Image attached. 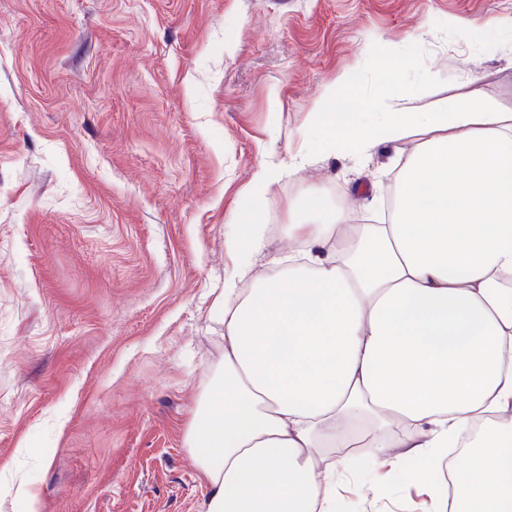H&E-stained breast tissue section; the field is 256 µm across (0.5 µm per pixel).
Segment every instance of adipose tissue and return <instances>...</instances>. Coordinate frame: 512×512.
Here are the masks:
<instances>
[{"label":"adipose tissue","mask_w":512,"mask_h":512,"mask_svg":"<svg viewBox=\"0 0 512 512\" xmlns=\"http://www.w3.org/2000/svg\"><path fill=\"white\" fill-rule=\"evenodd\" d=\"M405 94L383 89L377 122L338 108L336 89L314 109L331 152L422 134L385 223H347L309 195L286 230L301 263L243 289L265 204L300 158L260 166L245 191L223 370L185 433L204 512H336L353 448L417 459L407 479L429 512H512V112H401ZM477 423L453 484L428 483Z\"/></svg>","instance_id":"adipose-tissue-1"}]
</instances>
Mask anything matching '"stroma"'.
<instances>
[{"instance_id": "obj_1", "label": "stroma", "mask_w": 512, "mask_h": 512, "mask_svg": "<svg viewBox=\"0 0 512 512\" xmlns=\"http://www.w3.org/2000/svg\"><path fill=\"white\" fill-rule=\"evenodd\" d=\"M471 19L459 34L449 20ZM399 109L473 89L512 110V0H0V512H202L184 445L224 352L227 246L264 162L276 187L249 273L268 275L311 192L382 220V174L417 138L320 152L313 107L367 60ZM355 474L342 512H426Z\"/></svg>"}]
</instances>
